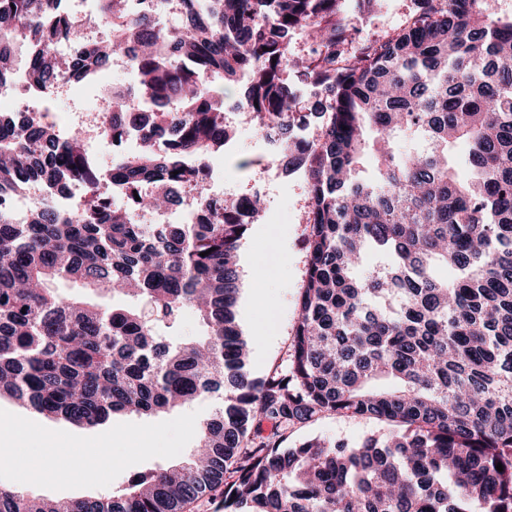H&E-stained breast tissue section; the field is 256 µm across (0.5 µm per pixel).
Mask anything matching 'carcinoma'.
<instances>
[{
  "mask_svg": "<svg viewBox=\"0 0 512 512\" xmlns=\"http://www.w3.org/2000/svg\"><path fill=\"white\" fill-rule=\"evenodd\" d=\"M76 2L0 0V89L85 88L122 53L134 80L112 91L103 134L136 151L103 171L80 130L26 105L0 120V203L34 183L80 193L66 211L0 210V397L85 427L223 398L181 464L90 499L0 488V512H512V21L495 0H420L363 43L342 0H96L99 40ZM298 30L302 57L288 48ZM242 76L236 106L279 166L305 174L299 319L260 378L237 256L265 198L215 196L204 178L233 138L224 86ZM401 136L420 147L398 154ZM459 140L470 178L448 161ZM185 186L198 198L185 223L137 222ZM373 255L388 263L357 276ZM56 278L129 304L62 298ZM188 311L203 331L180 342L168 330ZM336 413L397 431L281 447L288 428Z\"/></svg>",
  "mask_w": 512,
  "mask_h": 512,
  "instance_id": "cac0c4a2",
  "label": "carcinoma"
}]
</instances>
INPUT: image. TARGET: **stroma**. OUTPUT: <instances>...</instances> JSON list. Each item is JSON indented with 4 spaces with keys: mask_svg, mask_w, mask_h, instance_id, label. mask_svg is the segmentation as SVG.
Returning a JSON list of instances; mask_svg holds the SVG:
<instances>
[{
    "mask_svg": "<svg viewBox=\"0 0 512 512\" xmlns=\"http://www.w3.org/2000/svg\"><path fill=\"white\" fill-rule=\"evenodd\" d=\"M346 20L362 40H373L400 28L418 9V0H373L363 8L359 0H346ZM126 71L100 72L92 90H77L48 100L49 121L66 129L75 113L104 106L114 86L128 83ZM235 135L224 152L213 159L224 185L234 193L252 192L257 182L267 185V210L255 220L239 250L242 268L239 323L252 346L250 367L255 375L281 364L292 339L299 315V295L304 279L307 252L304 248L301 174H284L270 163V152L256 133L246 112L230 116ZM385 424L346 414H326L306 424L290 427L285 441L318 437L330 442L360 443L367 437L388 435Z\"/></svg>",
    "mask_w": 512,
    "mask_h": 512,
    "instance_id": "35a3bbf8",
    "label": "stroma"
}]
</instances>
